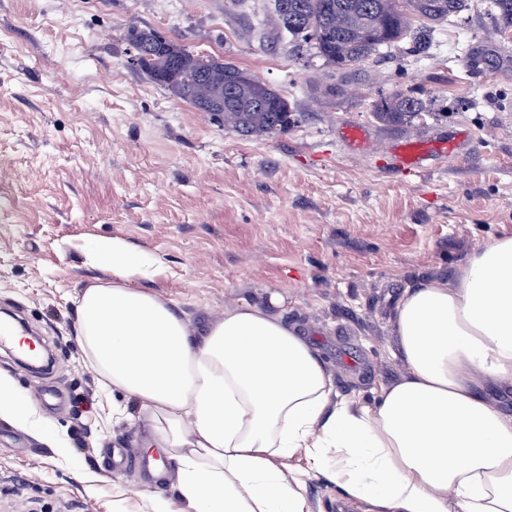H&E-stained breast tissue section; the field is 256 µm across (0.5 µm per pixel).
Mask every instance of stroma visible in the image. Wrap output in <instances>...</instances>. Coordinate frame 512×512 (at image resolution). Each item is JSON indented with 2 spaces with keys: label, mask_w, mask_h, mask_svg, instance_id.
I'll use <instances>...</instances> for the list:
<instances>
[{
  "label": "stroma",
  "mask_w": 512,
  "mask_h": 512,
  "mask_svg": "<svg viewBox=\"0 0 512 512\" xmlns=\"http://www.w3.org/2000/svg\"><path fill=\"white\" fill-rule=\"evenodd\" d=\"M271 8L0 0V315L54 359L46 372L3 348L0 370L68 444L0 417V512H154L174 492L100 465L110 448L144 458L148 423L130 400L128 421L113 422L82 361L70 298L111 276L88 263L90 242L160 258L147 288L193 329L281 293L283 319L313 341L338 393L370 401L408 371L392 323L404 288L453 284L475 251L512 236V32L497 33L488 0L351 72L268 25ZM132 26L255 75L287 100L292 126L254 140L171 96L129 66ZM478 56L492 68H473ZM394 92L426 102L420 131L375 119ZM414 137L456 150L401 171L394 150ZM53 386L57 406L43 400ZM307 495L313 512L363 509L325 475Z\"/></svg>",
  "instance_id": "obj_1"
}]
</instances>
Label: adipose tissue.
<instances>
[{"label":"adipose tissue","mask_w":512,"mask_h":512,"mask_svg":"<svg viewBox=\"0 0 512 512\" xmlns=\"http://www.w3.org/2000/svg\"><path fill=\"white\" fill-rule=\"evenodd\" d=\"M111 279L73 299L75 335L104 389L150 422L143 445L176 466L155 512H312L307 480L330 475L364 512H512V414L490 390L512 378V236L487 243L452 285L404 289L393 326L408 373L372 403L342 398L310 340L245 303L190 330L145 290L162 263L104 240ZM47 424L0 373V416ZM303 455L284 474L275 458Z\"/></svg>","instance_id":"1"}]
</instances>
